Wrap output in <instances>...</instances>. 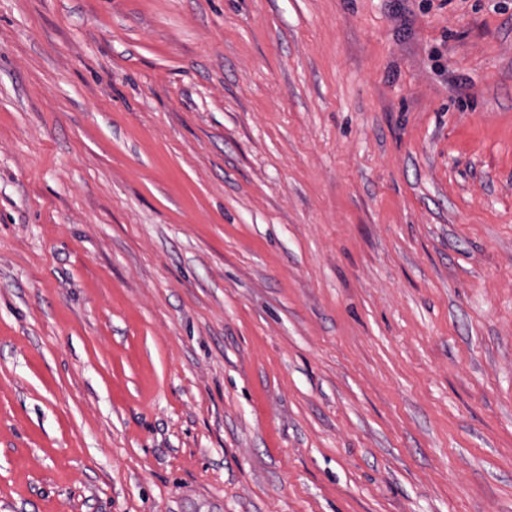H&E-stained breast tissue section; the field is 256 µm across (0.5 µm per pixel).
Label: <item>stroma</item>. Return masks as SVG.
<instances>
[{
    "instance_id": "stroma-1",
    "label": "stroma",
    "mask_w": 512,
    "mask_h": 512,
    "mask_svg": "<svg viewBox=\"0 0 512 512\" xmlns=\"http://www.w3.org/2000/svg\"><path fill=\"white\" fill-rule=\"evenodd\" d=\"M0 512H512V0H0Z\"/></svg>"
}]
</instances>
